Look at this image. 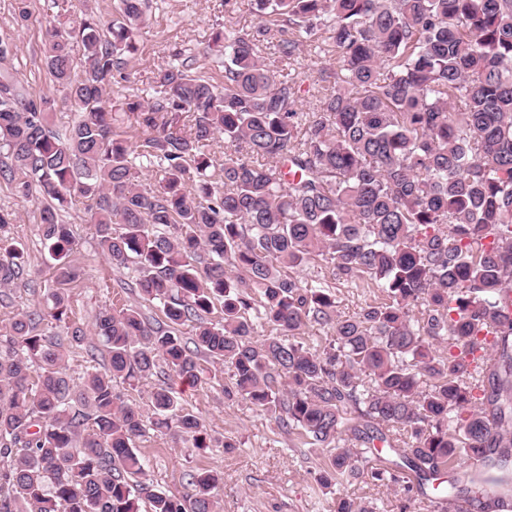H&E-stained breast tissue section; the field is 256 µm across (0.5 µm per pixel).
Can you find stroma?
Returning a JSON list of instances; mask_svg holds the SVG:
<instances>
[{
	"mask_svg": "<svg viewBox=\"0 0 512 512\" xmlns=\"http://www.w3.org/2000/svg\"><path fill=\"white\" fill-rule=\"evenodd\" d=\"M12 2L0 0V32L13 35L17 45L12 65L33 91L54 99L52 122L59 127L71 124L78 117L74 104L62 88L50 82L42 68L45 31L56 16L72 17L82 8L110 16L111 2L30 0V19L21 27L14 23ZM238 4L237 11L228 14L224 11V0H153L140 51L128 64L123 77L113 79L112 99L146 94L153 71L172 51L179 49L196 56L214 82L222 83L219 63L224 58V49L213 44L214 31L227 24L248 27L258 21L251 0H238ZM0 207L17 214L11 234L28 249L31 280L29 286L10 291L6 303L0 305L1 321L45 305L44 287L52 277V270L40 243L38 202L17 199L7 183L0 181ZM63 219L77 233L74 257L83 270L82 278L68 288L69 317L83 324L87 331L85 345L73 348L68 360L69 373L78 380L89 365L88 347L98 348L100 344L94 328V317L100 309L119 298L127 304L140 305L149 317L159 316L160 309L140 304L130 289L131 270L113 266L111 260L98 252L95 227L88 222L82 206L66 209ZM227 379V368L207 365L205 380L194 386H183L181 400L187 410L202 420L209 434L232 440L235 449L193 448L156 434L144 437L138 446L149 460V477L159 489L177 496L186 494L188 473L207 468L223 476L214 491L220 512H331L339 493L367 502L384 500L386 512H420L418 500L409 499L400 487L386 490L359 479L343 483L333 493L321 489L317 477L328 461L327 451H308L264 412L246 401L225 399L221 386Z\"/></svg>",
	"mask_w": 512,
	"mask_h": 512,
	"instance_id": "obj_1",
	"label": "stroma"
}]
</instances>
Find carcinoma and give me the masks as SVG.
Returning <instances> with one entry per match:
<instances>
[{
    "label": "carcinoma",
    "mask_w": 512,
    "mask_h": 512,
    "mask_svg": "<svg viewBox=\"0 0 512 512\" xmlns=\"http://www.w3.org/2000/svg\"><path fill=\"white\" fill-rule=\"evenodd\" d=\"M148 8L113 0L108 22L84 11L49 27L44 66L79 112L62 130L54 100L9 67L16 45L0 33V178L40 200L56 284L46 308L0 322V512H216L217 472L189 473L177 497L148 478L138 448L152 432L234 447L174 391L175 378L201 381L203 360L229 369L224 398L330 453L321 486L365 478L424 499L446 473L435 512H499L512 498V0H255L256 25L214 33L222 85L176 51L150 97H124L141 129L132 142L113 125L109 88L138 54ZM12 11L24 26L29 0ZM263 46L284 63L307 49L335 56L319 70V107H299L300 82L270 70ZM221 136L222 188L210 174ZM77 203L100 252L132 270L163 318L101 309L108 360L76 394L67 363L86 331L68 321L67 285L82 268L61 212ZM15 220L0 209L6 290L29 267ZM316 260L379 295L342 314L335 289L293 274ZM46 321L62 332L46 334ZM265 326L279 335L255 339ZM315 326L334 339H295ZM153 375L163 381L148 414L116 390ZM379 444L398 460L363 466ZM332 509L376 512L347 496Z\"/></svg>",
    "instance_id": "carcinoma-1"
}]
</instances>
